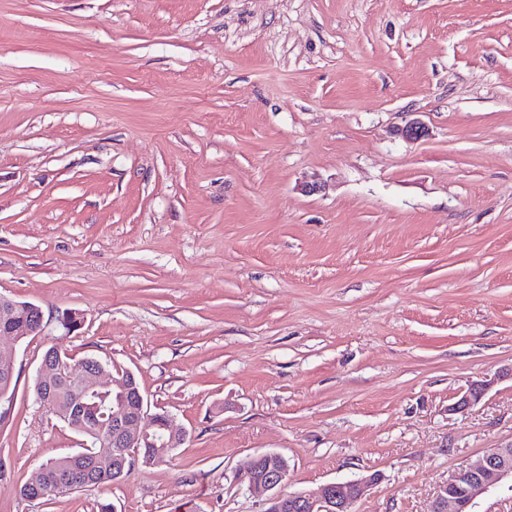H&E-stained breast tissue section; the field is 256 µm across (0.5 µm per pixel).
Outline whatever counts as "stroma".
<instances>
[{
    "mask_svg": "<svg viewBox=\"0 0 512 512\" xmlns=\"http://www.w3.org/2000/svg\"><path fill=\"white\" fill-rule=\"evenodd\" d=\"M0 294L49 322L0 512H263L235 475L264 452L287 491L376 472L353 512H432L512 446V0H0ZM52 345L185 444L22 497L81 441L34 401Z\"/></svg>",
    "mask_w": 512,
    "mask_h": 512,
    "instance_id": "obj_1",
    "label": "stroma"
}]
</instances>
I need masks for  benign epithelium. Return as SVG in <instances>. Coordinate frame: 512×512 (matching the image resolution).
I'll return each mask as SVG.
<instances>
[{
	"instance_id": "obj_1",
	"label": "benign epithelium",
	"mask_w": 512,
	"mask_h": 512,
	"mask_svg": "<svg viewBox=\"0 0 512 512\" xmlns=\"http://www.w3.org/2000/svg\"><path fill=\"white\" fill-rule=\"evenodd\" d=\"M428 134L423 122L412 120L400 129L407 140H418ZM47 328L42 308L31 302H21L0 294V336L20 341L27 336L41 335ZM0 357L8 364L4 370L0 404L8 398V391L16 370V352L1 348ZM106 364L89 360L79 374H73L69 362L59 351L52 350L41 359L35 375V396L41 408L56 413L69 422L79 434L90 433L88 423L97 415L107 417L112 425V436L99 441L103 450L89 458H79L68 465L50 461L35 468L27 485L40 498L60 496L88 474L113 480L139 460L149 463L163 450L178 448L186 440V432L172 427V418L166 412L147 416L144 396L134 374L121 373L116 403L111 405V384L103 380ZM78 385V397L66 410L53 411L56 394L64 383ZM490 387L483 381L471 385L457 401L454 409H464L481 401ZM146 448L145 457L140 449ZM289 465L279 453L267 452L255 456L240 474L239 480L254 496L262 498L268 508L263 512H352L378 475L347 481L332 482L315 491L284 492ZM506 483L512 490V447L491 448L476 465L454 471L439 487L433 512H472L477 493L487 487Z\"/></svg>"
}]
</instances>
